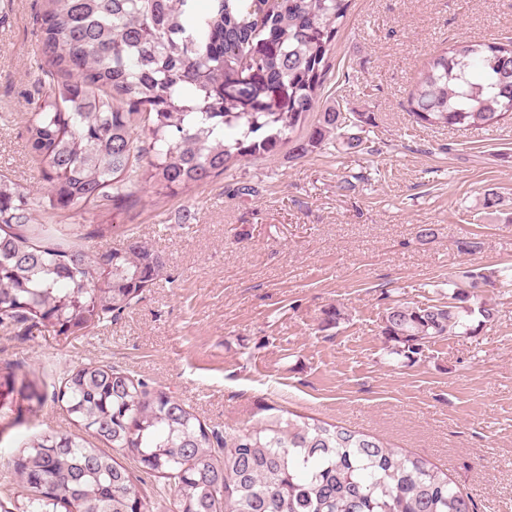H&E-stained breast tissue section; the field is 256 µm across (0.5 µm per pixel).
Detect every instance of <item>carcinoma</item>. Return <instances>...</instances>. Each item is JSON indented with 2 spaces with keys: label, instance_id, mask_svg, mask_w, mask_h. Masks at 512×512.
I'll list each match as a JSON object with an SVG mask.
<instances>
[{
  "label": "carcinoma",
  "instance_id": "1",
  "mask_svg": "<svg viewBox=\"0 0 512 512\" xmlns=\"http://www.w3.org/2000/svg\"><path fill=\"white\" fill-rule=\"evenodd\" d=\"M197 2L46 0L36 24L48 90L26 125L42 185L0 179V326L82 336L168 276L162 255L122 224L70 232L36 223L35 211H121L141 191L183 192L286 144L297 158L335 141L371 150L348 134L373 123L370 114L320 102L353 0H210L206 12ZM263 43L273 49L258 53ZM410 105L423 127L512 119V40L432 55ZM112 234L123 247L85 245ZM495 314L471 275L446 303L392 302L381 334L413 362L432 340L467 335ZM55 400L79 432L40 434L8 460L19 512H153L112 450L172 483L174 512H475L426 460L287 410L221 434L101 362L70 370ZM46 401L22 366L0 369V421L15 424Z\"/></svg>",
  "mask_w": 512,
  "mask_h": 512
}]
</instances>
